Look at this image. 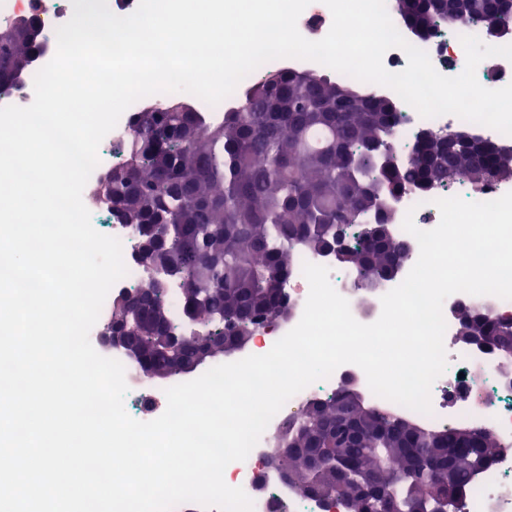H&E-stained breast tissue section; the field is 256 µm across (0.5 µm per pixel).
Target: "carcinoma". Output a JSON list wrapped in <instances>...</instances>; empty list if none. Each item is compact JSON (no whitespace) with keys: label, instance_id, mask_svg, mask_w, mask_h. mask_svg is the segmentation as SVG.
I'll return each mask as SVG.
<instances>
[{"label":"carcinoma","instance_id":"1","mask_svg":"<svg viewBox=\"0 0 512 512\" xmlns=\"http://www.w3.org/2000/svg\"><path fill=\"white\" fill-rule=\"evenodd\" d=\"M408 28L424 35L440 24L494 18L512 27V11L498 0H390ZM42 48L41 41L0 45V89L11 86ZM313 133L324 134L319 146ZM397 113L386 96H366L352 84L311 73L280 72L249 84L221 116L190 106L147 107L128 135L124 161L95 195L121 224H170L153 259L178 284L176 296L112 302V322L162 376L224 354L191 338L174 349L157 346L156 332L174 309L237 340L256 334V317L288 308L274 282L293 271L294 250L319 252L347 237L338 262L355 273L357 287L373 291L385 270L404 262L410 244L390 233L368 239L362 229L378 220L368 192L375 183L391 199L425 192L448 172L481 188L512 180V151L492 143L450 140L446 147L416 142L409 160L390 168ZM459 333L492 337L502 367H512V321L479 306L459 315ZM321 448L319 468L306 469L307 450ZM492 435L469 428L431 430L368 404L341 389L301 406L275 439L273 455L286 473H298L325 500L342 499L348 512H377L378 498L396 512H460L476 476L495 457ZM384 461L381 482L360 486Z\"/></svg>","mask_w":512,"mask_h":512}]
</instances>
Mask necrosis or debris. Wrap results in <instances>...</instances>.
<instances>
[{
  "instance_id": "4bbe7bcc",
  "label": "necrosis or debris",
  "mask_w": 512,
  "mask_h": 512,
  "mask_svg": "<svg viewBox=\"0 0 512 512\" xmlns=\"http://www.w3.org/2000/svg\"><path fill=\"white\" fill-rule=\"evenodd\" d=\"M72 14L71 0H0V25L8 24L19 16H29L38 20L44 39V46L34 57L31 70L21 75L9 90L0 92V107H26L32 103L36 72L54 57L57 48L56 29L68 22ZM464 35L481 38L485 35V28L479 23L459 27L442 26L432 37L424 40L415 37L411 43L427 53L440 74L453 77L459 75L465 67V51L460 42ZM396 106L401 148L412 146L422 131L449 128L465 131L502 148L512 149V135L451 114L424 118L401 100L397 101ZM142 107V102L133 103L121 115L116 127L104 137L98 149L99 163L92 172L93 177H100L103 172L118 165L122 142L127 138L133 119ZM511 191V182H493L479 191L469 190L461 183L454 188L444 186L426 194L402 196L395 204L397 222L393 226V232L398 236L403 235L401 222L408 215L412 216L417 228L434 229L440 222V211L436 205L438 199L458 196L471 202H486ZM83 202L91 213L94 229H107L109 236L119 239L122 244L127 274L113 285L108 293L109 298L125 296L135 289L145 287L143 271L133 257L138 241L130 227L113 222L111 211L91 197H84ZM307 262L329 269L332 286L347 299L354 318L365 324L378 319L382 309V296L398 285L397 280L386 281L371 293L369 299L364 300L353 289V273L338 266L333 257L308 251L296 252V270L285 284L291 313L288 318L276 321L273 326L254 336L248 348L249 354H266L277 340L300 321L309 294V283L302 272V266ZM472 303L512 317V304H505L494 295L476 297L458 292L445 299L443 315L447 324L444 336L447 366L432 385L431 414L420 417L413 410L376 396L369 388L363 370L356 365L345 364L338 367L330 377L310 384L291 397L284 404L282 413L272 418L248 457L232 462L225 468V482L245 491L254 504V512H346L343 502L329 506L317 498L299 493L288 482L281 469L269 463L268 457L272 452L275 436L282 430L285 412L301 407L309 399L332 395L348 385L376 408L408 419L420 418L429 427L448 429L465 425L492 434L498 443L494 462L477 476L473 488L462 501L461 509L462 512H512V377L505 376L494 355L461 344L458 336V313L462 306ZM125 380L128 392L124 406L134 419L150 421L165 411L167 400L163 387L141 389L137 373L130 368L125 371ZM259 483L264 486L260 492L255 489Z\"/></svg>"
}]
</instances>
